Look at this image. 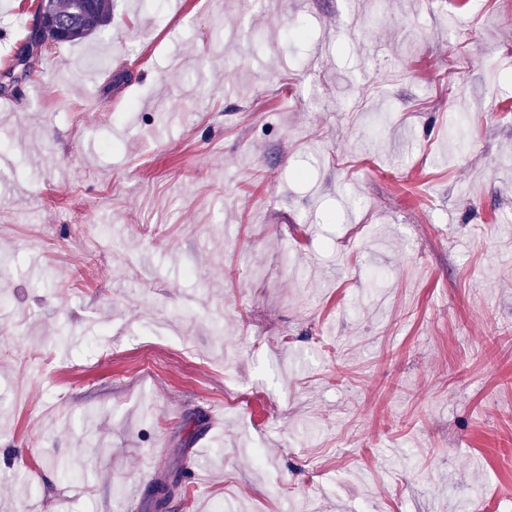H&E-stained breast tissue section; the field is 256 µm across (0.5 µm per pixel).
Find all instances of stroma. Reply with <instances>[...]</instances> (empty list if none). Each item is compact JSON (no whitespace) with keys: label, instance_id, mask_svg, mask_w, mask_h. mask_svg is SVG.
<instances>
[{"label":"stroma","instance_id":"obj_1","mask_svg":"<svg viewBox=\"0 0 512 512\" xmlns=\"http://www.w3.org/2000/svg\"><path fill=\"white\" fill-rule=\"evenodd\" d=\"M4 96L0 512H512V0H112Z\"/></svg>","mask_w":512,"mask_h":512}]
</instances>
